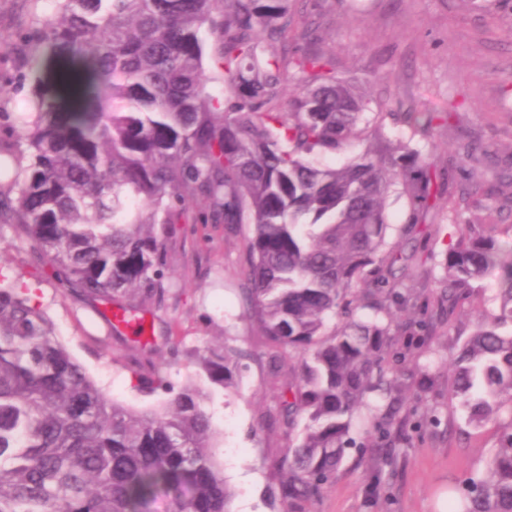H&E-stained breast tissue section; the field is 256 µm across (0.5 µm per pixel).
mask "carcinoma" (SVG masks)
I'll return each instance as SVG.
<instances>
[{
    "mask_svg": "<svg viewBox=\"0 0 512 512\" xmlns=\"http://www.w3.org/2000/svg\"><path fill=\"white\" fill-rule=\"evenodd\" d=\"M55 2L24 59L35 105L13 131L29 162L0 186V231L16 227L91 307L115 306L119 334L166 294L164 230L187 206L202 198L214 219L250 225L247 312L275 350L272 367L282 352L296 358L279 400L288 426L307 419L282 495L289 512H308L335 480L370 394L389 396L370 410L378 459L410 443L400 410L426 383L385 368L392 310L410 296L388 276L412 259L388 241L385 206L392 194L426 211L444 205L437 169L409 141L399 145L413 157L407 166L376 144L382 113L338 71L320 23L296 15L293 0ZM208 48L222 101L207 90ZM403 122L431 136L428 113ZM355 142L368 146L339 167L319 164ZM494 228L456 225L442 287L451 314L488 270L502 272L495 297L471 304L476 326L448 384L469 426L496 423L498 447L448 512H512V240ZM369 266L377 281L363 288ZM359 309L371 316L356 318ZM199 368L232 385L224 345L205 347ZM164 369L140 377L172 395L160 408L111 399L29 284L0 271V512H155L160 501L168 512H230L212 393L195 381L176 392Z\"/></svg>",
    "mask_w": 512,
    "mask_h": 512,
    "instance_id": "obj_1",
    "label": "carcinoma"
}]
</instances>
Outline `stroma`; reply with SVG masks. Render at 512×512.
Returning <instances> with one entry per match:
<instances>
[{
  "instance_id": "1",
  "label": "stroma",
  "mask_w": 512,
  "mask_h": 512,
  "mask_svg": "<svg viewBox=\"0 0 512 512\" xmlns=\"http://www.w3.org/2000/svg\"><path fill=\"white\" fill-rule=\"evenodd\" d=\"M309 18H323V40L343 71L368 79V96L385 117L382 136L397 146L410 136L406 112L459 115L438 129L445 149L434 162L444 173L443 190L456 214L430 210L415 223L406 200L389 198L392 238L413 261L408 268L419 299L397 314L398 323L423 318L411 355L429 366L434 384L410 421L419 423L410 445H397L384 466L380 491H373L371 451L347 449L341 472L311 512H444L449 490L483 473L497 446L494 425L468 427L448 404L451 345L474 328L469 309H449L439 291L446 276L455 222L512 224V210L493 211L486 191L512 171V15L495 0H297ZM54 0H0V112L18 114L33 106V83L18 57L34 19L52 17ZM480 140L488 153L474 160L465 152ZM246 224L212 221L205 202L191 205L170 225L166 275L169 292L161 308H147L148 348L128 335H113L103 310L87 305L79 292L53 276L35 286L67 349L112 398L137 409L157 408L162 393L135 387L126 365L166 363V375L182 386L198 370V350L223 341L236 365L232 389H215L210 411L220 434L224 478L234 493L232 512H286L280 484L288 448L300 438L305 420L287 428L278 395L291 378L289 363L271 373V348L245 312L240 269ZM39 259L14 231L0 238V270L28 276Z\"/></svg>"
}]
</instances>
